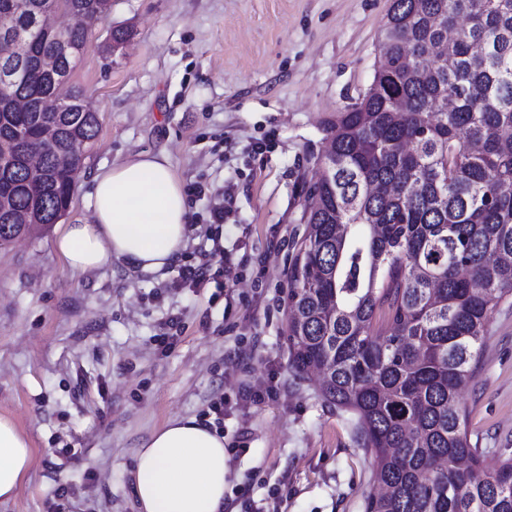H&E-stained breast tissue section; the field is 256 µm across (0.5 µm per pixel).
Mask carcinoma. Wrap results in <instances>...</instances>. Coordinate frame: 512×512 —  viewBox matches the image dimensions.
<instances>
[{"mask_svg":"<svg viewBox=\"0 0 512 512\" xmlns=\"http://www.w3.org/2000/svg\"><path fill=\"white\" fill-rule=\"evenodd\" d=\"M47 41L22 0L0 27L22 34L26 108L0 109V246L31 208L54 224L71 203L99 118L76 90L45 106L84 51L100 0H63ZM369 87L325 121L330 148L307 185L288 273L290 362L318 371L325 401L356 415L380 494L365 512H512V459L485 464L459 395L476 377L491 317L512 298V0H391ZM54 132L44 141V130ZM37 155L41 175H31Z\"/></svg>","mask_w":512,"mask_h":512,"instance_id":"obj_1","label":"carcinoma"}]
</instances>
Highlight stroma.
I'll list each match as a JSON object with an SVG mask.
<instances>
[{
  "mask_svg": "<svg viewBox=\"0 0 512 512\" xmlns=\"http://www.w3.org/2000/svg\"><path fill=\"white\" fill-rule=\"evenodd\" d=\"M390 0H112L69 84L99 114L65 224L93 221L91 179L141 153L165 155L206 242L223 202L232 261L214 284L169 292L178 265L123 262L71 273L49 224L0 247V416L32 463L0 512H140L132 468L174 417L224 400V512H364L375 489L356 419L298 378L286 343L288 272L304 234V186L324 123L372 81ZM132 32L118 51L108 31ZM267 148L255 152L257 141ZM181 318L172 345L159 336ZM273 397L242 401L244 384ZM468 438L487 465L512 457V299L494 312L462 391Z\"/></svg>",
  "mask_w": 512,
  "mask_h": 512,
  "instance_id": "1",
  "label": "stroma"
}]
</instances>
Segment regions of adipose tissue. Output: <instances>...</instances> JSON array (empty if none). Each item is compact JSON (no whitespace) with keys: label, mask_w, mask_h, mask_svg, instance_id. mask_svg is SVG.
I'll return each instance as SVG.
<instances>
[{"label":"adipose tissue","mask_w":512,"mask_h":512,"mask_svg":"<svg viewBox=\"0 0 512 512\" xmlns=\"http://www.w3.org/2000/svg\"><path fill=\"white\" fill-rule=\"evenodd\" d=\"M94 219L63 225L56 247L75 274L121 260L157 272L186 246L184 190L168 159L139 153L93 178ZM226 448L217 429L176 417L139 448L132 469L142 512H224ZM28 440L0 417V501L12 499L31 465Z\"/></svg>","instance_id":"1"}]
</instances>
